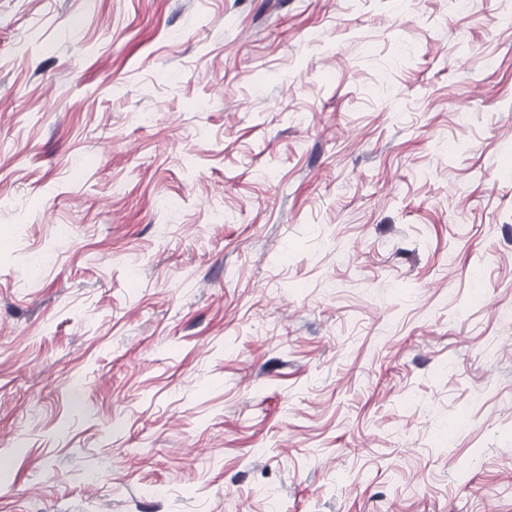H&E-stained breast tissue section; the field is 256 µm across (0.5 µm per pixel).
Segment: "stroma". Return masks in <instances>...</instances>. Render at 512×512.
<instances>
[{
    "label": "stroma",
    "mask_w": 512,
    "mask_h": 512,
    "mask_svg": "<svg viewBox=\"0 0 512 512\" xmlns=\"http://www.w3.org/2000/svg\"><path fill=\"white\" fill-rule=\"evenodd\" d=\"M505 0H0V512H512Z\"/></svg>",
    "instance_id": "1"
}]
</instances>
